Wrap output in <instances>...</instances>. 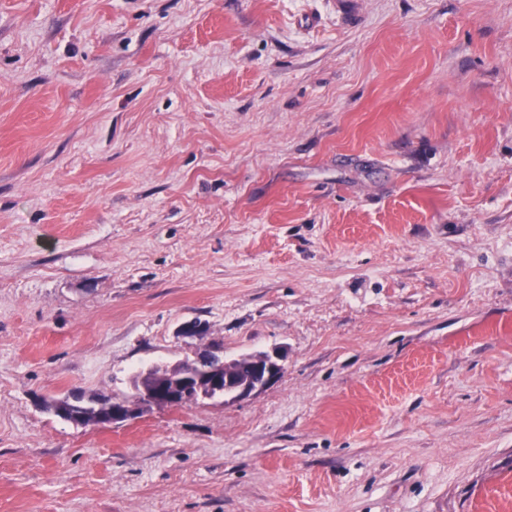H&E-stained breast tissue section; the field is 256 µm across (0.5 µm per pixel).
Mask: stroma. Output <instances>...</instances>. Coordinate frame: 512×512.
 I'll list each match as a JSON object with an SVG mask.
<instances>
[{
	"label": "stroma",
	"instance_id": "35a3bbf8",
	"mask_svg": "<svg viewBox=\"0 0 512 512\" xmlns=\"http://www.w3.org/2000/svg\"><path fill=\"white\" fill-rule=\"evenodd\" d=\"M0 512H512V0H0ZM207 351L188 364L138 373L132 380V398L71 393L63 398L44 399V409L56 414L67 402L81 407L83 420L88 425L113 426L138 418L139 412L151 406H181L215 398L244 400L278 380L287 358V351L282 348L232 360L224 359L222 349L208 348ZM104 403L112 408V420L102 423L99 412Z\"/></svg>",
	"mask_w": 512,
	"mask_h": 512
}]
</instances>
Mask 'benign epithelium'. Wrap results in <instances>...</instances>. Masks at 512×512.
I'll return each mask as SVG.
<instances>
[{"mask_svg": "<svg viewBox=\"0 0 512 512\" xmlns=\"http://www.w3.org/2000/svg\"><path fill=\"white\" fill-rule=\"evenodd\" d=\"M286 358V350L274 348L226 360L223 350L210 348L191 363L138 373L132 380L131 397L71 393L45 399L43 406L55 414L66 402L78 405L83 420L98 425L101 407L106 405L112 408L109 424L113 426L138 418L139 412L151 406H181L215 398L244 400L278 380Z\"/></svg>", "mask_w": 512, "mask_h": 512, "instance_id": "7a95c632", "label": "benign epithelium"}]
</instances>
